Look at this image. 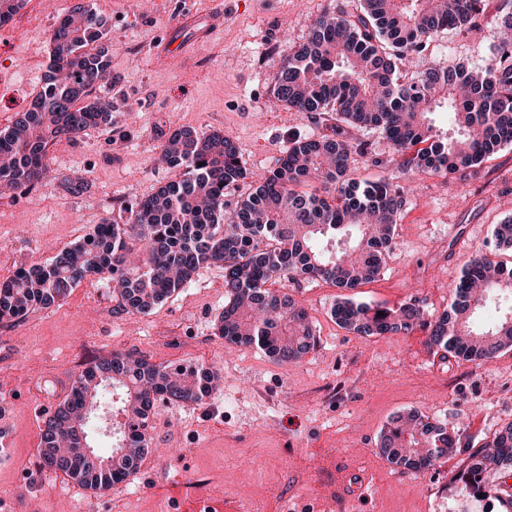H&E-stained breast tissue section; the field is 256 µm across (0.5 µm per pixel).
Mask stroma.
Wrapping results in <instances>:
<instances>
[{"label": "stroma", "instance_id": "stroma-1", "mask_svg": "<svg viewBox=\"0 0 512 512\" xmlns=\"http://www.w3.org/2000/svg\"><path fill=\"white\" fill-rule=\"evenodd\" d=\"M224 27L197 56L152 52L179 15L176 0H92L107 20L104 43L112 85V123L92 128L48 154L53 182L24 194L0 193V280L44 264L103 221L125 223L127 209L179 171L157 160L165 134L185 126L223 132L237 144L248 179L224 193L227 208L252 191L253 175L275 167L297 138L333 132L332 121L284 107L273 91L276 63L309 35L323 12L359 14L362 0H222ZM58 17L45 0L0 25V128L26 111L42 86ZM430 51L411 55L405 80L430 66L489 63L497 30L483 21L444 29ZM363 152L354 175L389 178L404 195L401 220L380 275L356 301L390 308L413 300L440 315L470 258L493 254L496 224L512 217V145L473 171L405 174L380 129L356 135ZM85 175L88 188L65 182ZM291 296L308 312L318 343L300 361L278 363L255 347L224 343L216 325L224 309V269H199L191 283L150 314L115 313L105 281L88 280L60 305L0 325V496L25 512H87L88 493L64 476L40 470L42 420L85 364L134 350L155 363L214 366L219 391L200 405L158 404L149 420L155 447L133 480L135 493L103 492L105 512H156L149 479L164 473L171 496L193 492L202 476L225 503L249 500L262 512L290 501L297 512H506L499 468L484 473L486 494L472 498L461 482L466 454L411 473L379 452V438L398 414L419 412L464 431L481 447L512 422V348L469 362H441L426 330L409 336L359 337L332 316L339 294L316 280Z\"/></svg>", "mask_w": 512, "mask_h": 512}]
</instances>
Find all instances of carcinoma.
<instances>
[{"label":"carcinoma","mask_w":512,"mask_h":512,"mask_svg":"<svg viewBox=\"0 0 512 512\" xmlns=\"http://www.w3.org/2000/svg\"><path fill=\"white\" fill-rule=\"evenodd\" d=\"M363 0L354 18L323 15L308 39L288 52L273 75L274 94L295 112L336 121V136L296 140L278 166L229 211L224 189L248 177L237 145L223 133L190 127L167 134L158 160L182 176L128 209L123 224L105 221L44 265L0 281V323L17 324L63 302L82 282L105 279L123 312L147 315L185 288L206 265L224 266L226 302L218 335L254 346L277 362L297 361L317 345L307 311L271 288L281 278L323 280L341 291L336 324L360 337L428 330L441 358L478 361L512 347V308L484 327L475 317L493 295L512 296V269L489 256L471 259L435 320L414 301L397 308L354 300L374 281L390 251L403 210L389 179L353 177L355 149L344 129H382L406 168L456 173L479 167L512 144V0ZM23 0H0V24ZM491 18L499 45L484 67L426 68L414 81L400 66L444 28ZM107 20L88 4L72 6L51 30L47 73L30 108L0 130V185L24 192L41 185L48 150L111 121L112 105L93 95L110 77L100 44ZM451 115L445 137L431 116ZM383 315H378V312ZM216 372L192 361L156 364L136 352H113L81 371L42 428L38 466L93 491L125 483L151 451L147 423L159 399L201 403L214 394ZM93 435L111 452L90 455ZM464 434L409 412L394 417L379 451L399 469H429L453 453L468 454L467 474L495 466L512 471V423L468 453Z\"/></svg>","instance_id":"obj_1"}]
</instances>
